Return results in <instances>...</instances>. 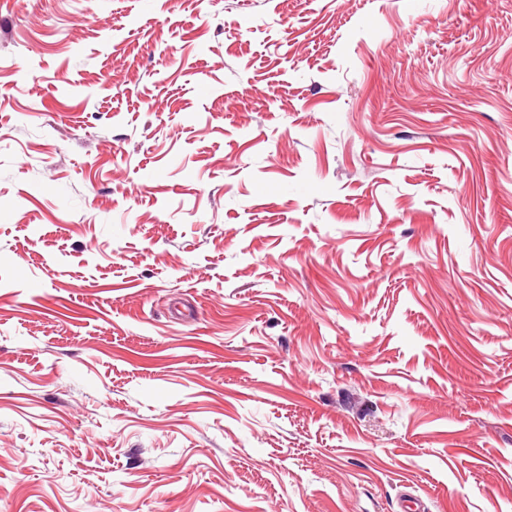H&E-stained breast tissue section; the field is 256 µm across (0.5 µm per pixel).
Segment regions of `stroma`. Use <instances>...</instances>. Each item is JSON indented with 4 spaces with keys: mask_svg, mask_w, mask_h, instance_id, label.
Instances as JSON below:
<instances>
[{
    "mask_svg": "<svg viewBox=\"0 0 512 512\" xmlns=\"http://www.w3.org/2000/svg\"><path fill=\"white\" fill-rule=\"evenodd\" d=\"M512 512V0H0V512Z\"/></svg>",
    "mask_w": 512,
    "mask_h": 512,
    "instance_id": "1",
    "label": "stroma"
}]
</instances>
